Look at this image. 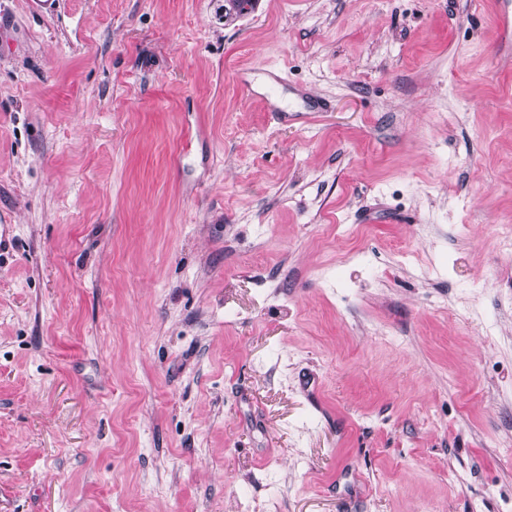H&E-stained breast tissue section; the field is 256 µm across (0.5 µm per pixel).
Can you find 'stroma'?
Listing matches in <instances>:
<instances>
[{
	"label": "stroma",
	"instance_id": "35a3bbf8",
	"mask_svg": "<svg viewBox=\"0 0 512 512\" xmlns=\"http://www.w3.org/2000/svg\"><path fill=\"white\" fill-rule=\"evenodd\" d=\"M504 10L0 0V512H512Z\"/></svg>",
	"mask_w": 512,
	"mask_h": 512
}]
</instances>
